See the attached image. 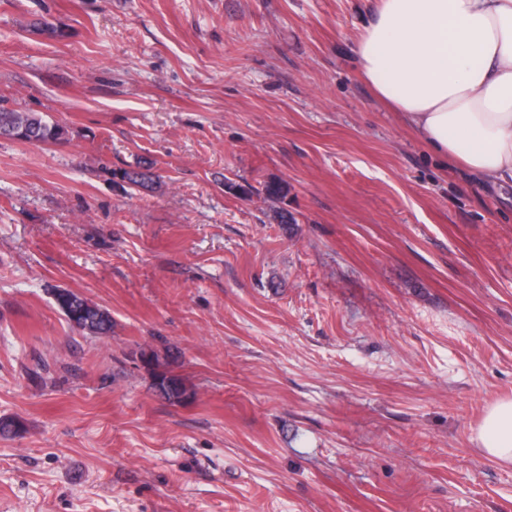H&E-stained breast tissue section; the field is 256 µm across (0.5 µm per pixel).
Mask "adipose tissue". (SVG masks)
<instances>
[{
  "label": "adipose tissue",
  "instance_id": "1",
  "mask_svg": "<svg viewBox=\"0 0 512 512\" xmlns=\"http://www.w3.org/2000/svg\"><path fill=\"white\" fill-rule=\"evenodd\" d=\"M363 75L437 153L512 186V0H380L357 42ZM512 465V398L476 431Z\"/></svg>",
  "mask_w": 512,
  "mask_h": 512
}]
</instances>
